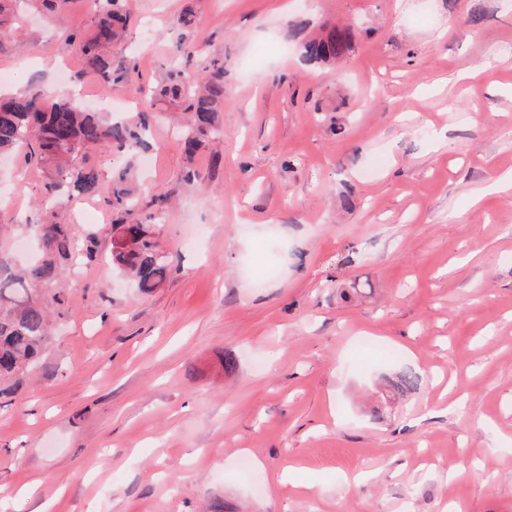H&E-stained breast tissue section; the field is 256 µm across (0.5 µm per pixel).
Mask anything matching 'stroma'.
Returning <instances> with one entry per match:
<instances>
[{
    "label": "stroma",
    "instance_id": "35a3bbf8",
    "mask_svg": "<svg viewBox=\"0 0 512 512\" xmlns=\"http://www.w3.org/2000/svg\"><path fill=\"white\" fill-rule=\"evenodd\" d=\"M18 4L0 93L64 67L81 100L132 99L171 271L142 295L109 260L125 155L91 153L97 193L72 199L0 157V255L25 261L39 218L98 239L0 407V512H512V0H126L109 87L61 40L94 0ZM301 21L352 25L353 51L306 62ZM181 38L225 70L224 133L190 158L178 105L145 96ZM406 366L419 390L373 414Z\"/></svg>",
    "mask_w": 512,
    "mask_h": 512
}]
</instances>
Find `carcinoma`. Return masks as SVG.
Returning a JSON list of instances; mask_svg holds the SVG:
<instances>
[{
    "label": "carcinoma",
    "mask_w": 512,
    "mask_h": 512,
    "mask_svg": "<svg viewBox=\"0 0 512 512\" xmlns=\"http://www.w3.org/2000/svg\"><path fill=\"white\" fill-rule=\"evenodd\" d=\"M16 2L0 0V54L14 46ZM103 2L94 28L87 34L68 33L64 43L78 44L86 67L106 82H121L129 68L112 70L109 49L122 39L129 14L125 0ZM353 41L350 28H332L302 40L300 50L310 62H335L352 50ZM160 95L183 107L187 119L183 150L187 155H192L204 138L221 133L217 112L224 99V64L214 60L196 72L173 69ZM149 133L144 117L117 122L55 90L38 88L25 95L0 97V154L32 145L37 160L58 177L49 184L52 190L66 184L78 195L95 194L98 172L76 165V159L102 149L123 151L133 158L147 147ZM139 195L140 190L133 187V168L128 166L117 174L109 204L130 216ZM31 228L41 244V256L18 271L0 261V398L12 396L29 368L40 360L50 339L53 314L63 315L68 302L62 284L76 257L74 233L69 226L53 222L34 223ZM116 228L135 248L111 254L113 264L132 271L140 293L153 292L166 278L170 257L157 250L140 222L122 221ZM420 382L419 373L406 367L386 383L387 395L403 397L417 390Z\"/></svg>",
    "instance_id": "cac0c4a2"
}]
</instances>
